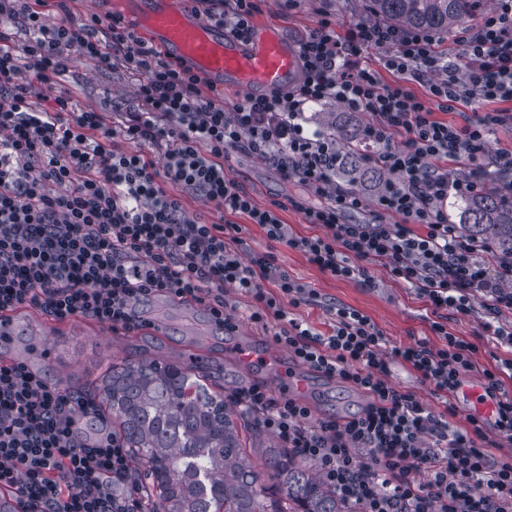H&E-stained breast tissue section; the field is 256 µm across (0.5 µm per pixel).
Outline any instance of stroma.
I'll use <instances>...</instances> for the list:
<instances>
[{"instance_id":"obj_1","label":"stroma","mask_w":512,"mask_h":512,"mask_svg":"<svg viewBox=\"0 0 512 512\" xmlns=\"http://www.w3.org/2000/svg\"><path fill=\"white\" fill-rule=\"evenodd\" d=\"M254 25H266L280 30L291 42L307 35L323 15H331L338 29L344 30L359 23L371 22L357 0H257ZM68 69L58 80L59 90L68 93L73 105L81 109L108 105L106 115L113 126H121L127 113L137 108V84L121 65L103 69L83 56L77 48L65 49ZM230 179L250 191L257 207H278L283 223L298 236L322 234L320 225L306 223L302 213L286 205L289 192L278 171L271 165L246 156L236 155L225 164ZM188 215L197 216L209 224H236L240 231L230 246L241 253L274 251L276 263L295 280L316 293L314 300L290 307L291 318L303 322L321 334L329 333L332 316L329 304L335 303L357 309L371 318L379 330L397 344L426 339L439 344L430 325L433 316L423 299L404 284L392 281L381 266H371L376 287L366 288L359 283L340 280L320 271L304 254L286 245H270L262 230L250 224L243 215H228L214 203L196 193L176 188ZM228 302L241 325L237 332H217L195 337L185 335L183 326L188 319L205 322L207 310L194 302L151 299L138 306L142 328L127 332L111 330L109 325L78 317L66 320L63 328L48 344L50 362L38 365L40 373L59 381L63 388L84 393L89 382H96L105 368L125 357L146 355L168 361L186 362L207 371L222 387L225 396L255 383L266 384L274 394L285 390L281 371L289 367L288 353L274 345V328L252 325L247 317L252 300L247 294L232 290ZM161 319L164 332H155L151 324ZM481 300H474L469 313H449L445 321L449 334L475 343L478 359L488 369L512 361V346L497 342L485 335L487 322ZM245 342L256 348L275 347L276 364L265 368L241 363L231 355L232 346ZM308 388L299 395L314 415L330 413L345 419L360 412L366 405L365 396L351 385L315 372H307Z\"/></svg>"}]
</instances>
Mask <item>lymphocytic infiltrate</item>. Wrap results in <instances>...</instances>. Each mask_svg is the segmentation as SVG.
Wrapping results in <instances>:
<instances>
[{
    "label": "lymphocytic infiltrate",
    "mask_w": 512,
    "mask_h": 512,
    "mask_svg": "<svg viewBox=\"0 0 512 512\" xmlns=\"http://www.w3.org/2000/svg\"><path fill=\"white\" fill-rule=\"evenodd\" d=\"M48 0L28 8L0 0V22L22 20L23 46L0 25V313L32 308L64 321L83 317L131 332L140 303L157 296L205 305L224 332L239 328L224 296H251V324L280 325L274 334L295 366L360 390L368 403L345 419L314 417L304 402L254 384L233 404L299 457L314 462L355 512H512V460H494L484 420L451 428L450 400L469 372L481 373L494 405L498 436L512 440V395L502 379L512 362L481 367L472 342L450 335L447 312L468 313L481 300L489 317L512 309V257L458 233L448 221L449 196H475L488 186L512 195V152L489 154L486 136L502 113L435 118L480 102H512V0H495L482 23L457 38L458 54L438 34L389 24L338 31L319 22L298 43L300 80L232 104L205 97L207 77L162 58L120 15L47 23ZM215 25L248 40L255 0H192ZM78 47L101 68L121 63L137 82L138 109L121 128L101 110H74L54 94L51 111L36 109L33 85L52 91L67 70L62 49ZM380 52L379 69L364 53ZM386 71L393 83L381 84ZM422 85L419 98L407 84ZM333 102L367 114L373 163L387 174L371 196L336 182L333 136L308 130L307 104ZM131 143L112 147L115 136ZM149 142L160 158L144 154ZM274 166L306 196L289 197L323 234L298 237L278 213L257 207L224 172L232 155ZM473 168L459 176L455 163ZM203 196L229 214L246 215L272 242L303 252L334 278L375 287L370 264L382 266L424 299L441 345L392 343L361 311L334 308L330 334L290 318L287 305L314 294L281 269L273 252L241 254L224 225L186 215L167 185ZM372 208L393 224L346 223L345 213ZM411 368L438 398L435 413L390 380L392 364ZM96 400L72 395L21 364L0 361V486L16 487L20 512H139L141 484L123 442L99 420ZM98 421L94 437L85 426ZM425 482H418L419 472Z\"/></svg>",
    "instance_id": "f902f5d3"
}]
</instances>
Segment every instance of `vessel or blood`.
Returning a JSON list of instances; mask_svg holds the SVG:
<instances>
[{"label": "vessel or blood", "instance_id": "obj_1", "mask_svg": "<svg viewBox=\"0 0 512 512\" xmlns=\"http://www.w3.org/2000/svg\"><path fill=\"white\" fill-rule=\"evenodd\" d=\"M138 28L153 44L220 86L244 88L248 94L288 86L299 73L296 45L277 30L259 26L241 41L193 13L182 0H142ZM25 310L0 314V353L11 343Z\"/></svg>", "mask_w": 512, "mask_h": 512}]
</instances>
